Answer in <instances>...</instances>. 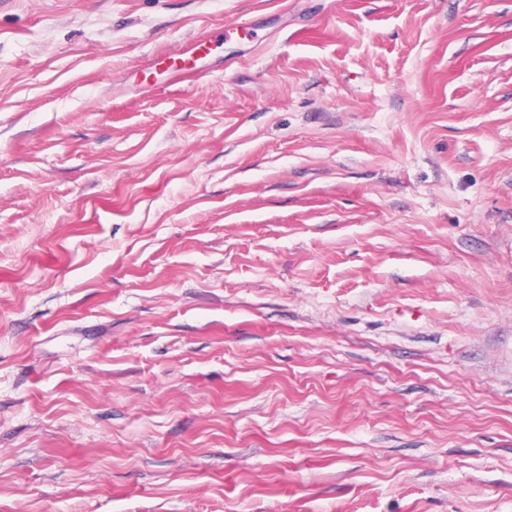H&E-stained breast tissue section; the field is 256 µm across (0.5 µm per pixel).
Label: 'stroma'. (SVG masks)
Returning a JSON list of instances; mask_svg holds the SVG:
<instances>
[{"label": "stroma", "instance_id": "35a3bbf8", "mask_svg": "<svg viewBox=\"0 0 512 512\" xmlns=\"http://www.w3.org/2000/svg\"><path fill=\"white\" fill-rule=\"evenodd\" d=\"M0 512H512V0H0Z\"/></svg>", "mask_w": 512, "mask_h": 512}]
</instances>
